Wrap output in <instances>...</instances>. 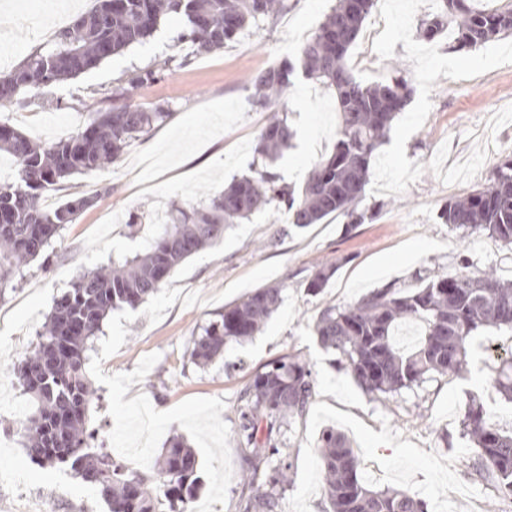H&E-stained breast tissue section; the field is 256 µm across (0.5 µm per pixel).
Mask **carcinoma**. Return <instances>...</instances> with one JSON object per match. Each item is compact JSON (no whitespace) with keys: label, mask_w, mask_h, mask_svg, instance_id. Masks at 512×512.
I'll return each instance as SVG.
<instances>
[{"label":"carcinoma","mask_w":512,"mask_h":512,"mask_svg":"<svg viewBox=\"0 0 512 512\" xmlns=\"http://www.w3.org/2000/svg\"><path fill=\"white\" fill-rule=\"evenodd\" d=\"M375 0H337L302 45V74L332 90L339 123L333 150L314 165L300 191L278 184L271 164L292 146L294 131L278 106L292 84L295 67H270L248 85L253 100L273 112L256 153L262 165L234 180L207 206L179 207L147 239L146 250L112 264L106 273L76 278L47 317L45 331L23 360L18 379L34 407L22 432L28 455L47 465L67 464L84 482L99 488L110 512H185L201 484L193 449L175 438L152 473L134 470L104 446H95L87 412L94 390L85 373L89 341L112 310L136 308L167 282L185 259L224 237L229 225L272 206L304 228L330 217L353 228L373 218L359 208L369 182L371 160L386 140L391 123L413 94L402 77L364 83L346 64ZM443 7L422 23L433 37L454 27L463 47L482 45L512 30V0L474 9L470 0H441ZM286 8L285 0H97L96 6L60 29L50 45L31 53L17 69L0 75V99L66 81L150 36L160 19L183 14L189 30L182 40L196 55L224 48L248 27ZM148 69L119 85L112 102L67 138L50 144L30 140L0 122V152L19 161L15 180L0 182V291L11 285L23 264L44 255L67 224L92 207L97 195L67 197L52 209L45 194L66 178L117 161L126 147L170 117L161 106L137 102L138 92L158 79ZM438 218L466 236L485 232L512 245V154L492 169L482 187L451 201ZM337 265L318 267L307 291L318 295ZM281 289L258 288L219 314L193 337L189 357L205 365L224 347L254 336L277 310ZM423 325L412 351L393 339L403 321ZM512 333V283L492 271L476 276H439L402 294L377 288L359 300L323 309L314 330L320 343L337 351L359 386L370 394L394 395L437 376H461L468 368L470 337L480 329ZM493 386L512 402V358L501 361ZM314 381L308 362L296 355L276 358L256 371L238 399L237 441L245 465L239 483V512H280V498L292 469L284 453L285 435L308 413ZM463 435L476 448L479 472L512 495V433L486 418L483 404L469 403ZM317 448L324 467V489L332 512H427L426 503L403 490L370 489L344 435L327 429Z\"/></svg>","instance_id":"carcinoma-1"}]
</instances>
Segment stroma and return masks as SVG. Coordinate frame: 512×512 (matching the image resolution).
<instances>
[{
  "instance_id": "stroma-1",
  "label": "stroma",
  "mask_w": 512,
  "mask_h": 512,
  "mask_svg": "<svg viewBox=\"0 0 512 512\" xmlns=\"http://www.w3.org/2000/svg\"><path fill=\"white\" fill-rule=\"evenodd\" d=\"M335 3L288 0L285 12L207 55L192 54L182 41L187 18L168 15L122 54L44 88L48 104L0 101L1 121L50 143L89 121L118 81L152 68L159 77L141 89L139 100L171 112L117 162L61 182L59 195L94 193L95 205L66 225L47 258L30 261L0 296V389L6 394L0 403V512H108L99 490L68 467L27 456L23 424L12 409L31 406L16 371L76 276L139 252L156 215L203 201L250 175L267 114L246 84L263 69L297 62L301 37L310 36ZM440 7V0H376L362 28L380 33L374 61L362 59L357 45L347 57L362 82L399 75L413 88L371 162L361 207L374 219L351 230L339 219L299 228L284 213L258 210L183 262L145 303L113 310L95 338L86 364L97 395L92 424L134 469L152 468L171 438L193 448L202 485L186 512H238L239 393L256 370L288 354L309 363L314 395L305 420L289 434L294 466L281 512H329L317 452L327 428L349 439L362 479L374 488L414 494L428 512H496L494 484L475 473L462 420L474 396L492 424L512 431V403L492 387L498 363L484 353L495 342L511 349L512 335L488 329L473 336L465 377H438L378 399L359 387L313 330L324 307L377 288L407 293L440 276L488 269L512 280V247L484 233L461 236L438 219L448 201L484 183L503 145L512 144V32L466 51L455 50L450 30L422 40V20ZM284 107L295 138L273 169L299 188L335 144L336 100L298 73ZM328 261L338 264L328 288L308 295L312 272ZM277 286L282 301L260 332L229 344L207 366L191 363L192 337L219 312L254 289Z\"/></svg>"
}]
</instances>
